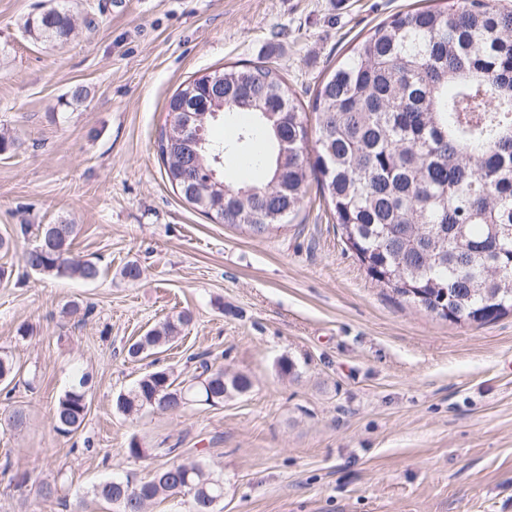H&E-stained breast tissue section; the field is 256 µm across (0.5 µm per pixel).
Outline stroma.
Masks as SVG:
<instances>
[{"label":"stroma","instance_id":"1","mask_svg":"<svg viewBox=\"0 0 512 512\" xmlns=\"http://www.w3.org/2000/svg\"><path fill=\"white\" fill-rule=\"evenodd\" d=\"M55 2L0 0V132L15 141L0 153V348L20 369L0 412L26 413L0 427V512L79 498L82 512H117L92 487L151 476L125 453L134 438L221 474L216 512H512V314L451 323L376 285L313 185L301 223L260 237L213 223L157 155L186 79L266 62L309 102L355 39L417 0H68L75 36L33 42L26 20ZM62 221L79 227L72 257L100 261L98 281L24 267L37 226ZM130 261L140 281L121 276ZM69 302L90 314L64 315ZM182 311L192 321L172 348L127 358ZM196 357L251 389L177 414L118 412L140 376L190 378ZM83 373L90 410L60 435L51 408Z\"/></svg>","mask_w":512,"mask_h":512}]
</instances>
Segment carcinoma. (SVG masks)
Returning <instances> with one entry per match:
<instances>
[{
    "instance_id": "obj_1",
    "label": "carcinoma",
    "mask_w": 512,
    "mask_h": 512,
    "mask_svg": "<svg viewBox=\"0 0 512 512\" xmlns=\"http://www.w3.org/2000/svg\"><path fill=\"white\" fill-rule=\"evenodd\" d=\"M36 41L63 44L74 32L66 7L27 20ZM308 107L316 114L309 144L303 105L278 70L232 65L182 83L167 103L169 122L157 152L174 192L221 224L263 235L292 224L307 189L308 148L319 190L331 205L344 243L371 280L452 323L484 325L512 312V10L497 0L461 7L418 8L376 25L318 84ZM241 114L248 123L231 139L213 128ZM259 157L261 177L224 179V162ZM77 225L42 224V251L23 253L36 273L93 283L103 274L92 260L75 261ZM192 320L182 313L129 344L127 357L154 355ZM18 369L0 351V382ZM184 387L158 368L118 395L126 416L182 411L176 395L208 406L252 387L205 359ZM89 375L81 376L50 413L56 432L78 431L89 410ZM126 453L138 460L168 457L164 478L135 484L112 478L93 488L118 512H146L160 498L188 491L190 512H213L224 478L173 448H150L133 438Z\"/></svg>"
}]
</instances>
